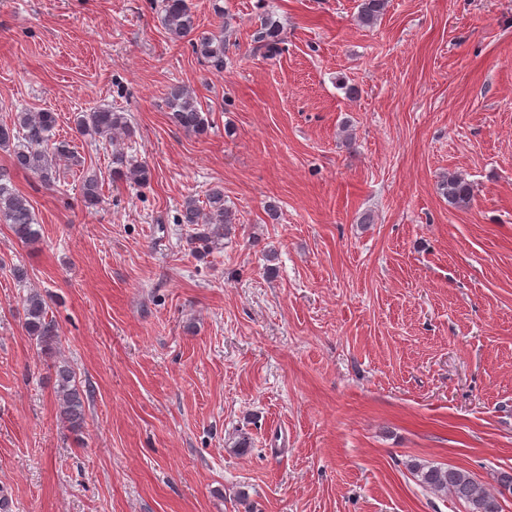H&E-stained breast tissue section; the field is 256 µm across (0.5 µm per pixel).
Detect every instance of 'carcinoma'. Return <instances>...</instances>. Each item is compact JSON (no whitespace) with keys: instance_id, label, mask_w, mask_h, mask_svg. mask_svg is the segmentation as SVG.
<instances>
[{"instance_id":"carcinoma-1","label":"carcinoma","mask_w":512,"mask_h":512,"mask_svg":"<svg viewBox=\"0 0 512 512\" xmlns=\"http://www.w3.org/2000/svg\"><path fill=\"white\" fill-rule=\"evenodd\" d=\"M387 5V0H361L358 19L365 27L376 24ZM162 23L168 34L176 39L190 38L193 53L202 62L216 71L224 69L225 47L224 30L204 32L191 37L196 30L194 13L189 0H164ZM253 54L265 58L277 56L283 43L279 29L266 20L253 35ZM168 107L172 122L186 133L202 134L209 125L207 113L197 100L183 87L173 86L168 92ZM56 117L52 112H21L11 125L0 124V149L11 152L12 166L30 171L38 176L47 189L56 183V159H73L75 155L65 142H58L53 136ZM75 130L81 136H112L116 132L128 130L127 118L110 108L85 112L75 119ZM112 176L118 179L129 178L138 184L150 180L147 167L133 163L122 156L116 158ZM442 191L448 203L465 206L472 199V186L460 176H450L443 182ZM99 199V181L96 176L85 179L83 201L92 207ZM208 212L189 199L178 212L179 224H219L227 226L235 223L234 214L224 207V193L213 191L208 198ZM0 220L11 225L17 239L32 243L38 238L34 228L35 218L29 200L12 184L10 172L0 168ZM24 326L27 333L36 337L45 349L50 350L58 341V329L48 319L47 302L37 291L29 292L22 300ZM58 393L60 396V416L78 429L84 423L85 409L81 389L75 384L72 371L67 366L56 370ZM413 474L420 484L436 494L450 495L464 502L468 512H501L500 498L504 491L512 494V472H502L497 477L498 488L490 489L477 481L469 472L455 467H444L414 463Z\"/></svg>"}]
</instances>
